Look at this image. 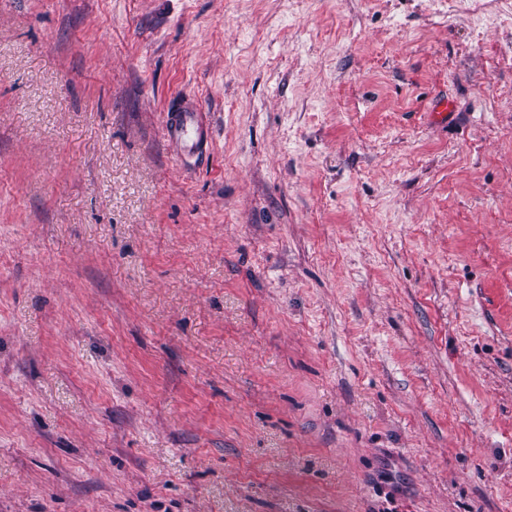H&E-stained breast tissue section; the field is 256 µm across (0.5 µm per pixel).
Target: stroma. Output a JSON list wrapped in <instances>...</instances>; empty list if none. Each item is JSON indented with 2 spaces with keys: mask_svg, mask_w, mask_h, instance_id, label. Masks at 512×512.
<instances>
[{
  "mask_svg": "<svg viewBox=\"0 0 512 512\" xmlns=\"http://www.w3.org/2000/svg\"><path fill=\"white\" fill-rule=\"evenodd\" d=\"M0 512H512V0H0ZM165 112L168 141L199 157L208 133L204 113L182 99L170 102Z\"/></svg>",
  "mask_w": 512,
  "mask_h": 512,
  "instance_id": "obj_1",
  "label": "stroma"
}]
</instances>
